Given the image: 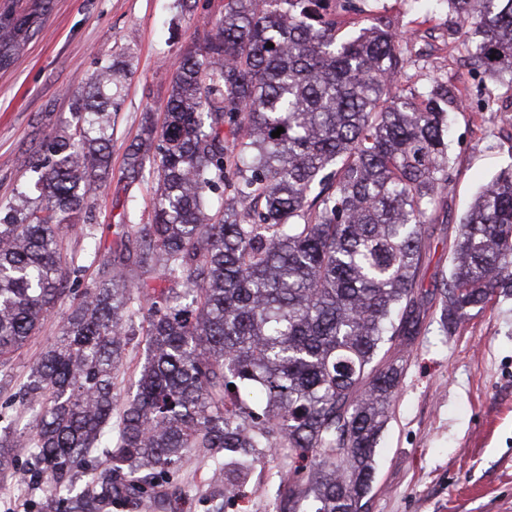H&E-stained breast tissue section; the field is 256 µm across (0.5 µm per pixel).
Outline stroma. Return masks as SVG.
<instances>
[{
	"mask_svg": "<svg viewBox=\"0 0 512 512\" xmlns=\"http://www.w3.org/2000/svg\"><path fill=\"white\" fill-rule=\"evenodd\" d=\"M360 13L334 0L336 34L349 37L372 19L403 31L405 67L400 83L418 93L438 82L457 87L449 139L454 183L436 213L429 269L449 270L448 248L460 216L483 185L512 166V85L490 79L467 58L465 28L449 16L445 0H358ZM222 0H53L42 31L15 63L0 69V206L25 180L24 160L39 138L72 119V92L112 54L130 67L112 108L109 179L92 195L97 223L152 221L147 186H128L129 148L146 119L161 122L174 64L209 30ZM57 306L39 332L0 365V430L31 431L35 411L12 395L61 332L71 302ZM434 296L420 332L404 348L397 397L375 454V480L365 512H512V296H493L452 333L440 321ZM209 461L182 459L168 475L182 494V512H275L279 479L264 459L240 493L224 498ZM38 495L20 485L14 469H0V512H40Z\"/></svg>",
	"mask_w": 512,
	"mask_h": 512,
	"instance_id": "obj_1",
	"label": "stroma"
}]
</instances>
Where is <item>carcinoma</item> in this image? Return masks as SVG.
I'll list each match as a JSON object with an SVG mask.
<instances>
[{"instance_id": "1", "label": "carcinoma", "mask_w": 512, "mask_h": 512, "mask_svg": "<svg viewBox=\"0 0 512 512\" xmlns=\"http://www.w3.org/2000/svg\"><path fill=\"white\" fill-rule=\"evenodd\" d=\"M322 2L224 0L176 67L161 128H145L128 154L127 185H154L152 223L118 225L139 280L98 264L12 395L37 409L32 435L0 443V466L26 455L61 512H143L168 496L164 475L193 448L232 496L266 448L287 484L277 512L306 502L362 512L402 373L384 347L418 335L437 291L450 329L494 293L512 295V168L457 225L449 277L424 288L453 183L445 106L458 95L406 90L391 25L338 41ZM447 2L473 64L512 84V0ZM50 3L0 12L1 69L42 30ZM126 74L110 61L80 83L71 123L38 142L29 184L0 208V364L78 286L84 265L62 235L82 213L79 231L96 238L89 198L109 175L112 98ZM235 152L243 166L229 180ZM228 187L231 204L212 211ZM131 336L145 337L147 359L112 430ZM253 389L264 407L247 401ZM98 451L107 466L78 485Z\"/></svg>"}]
</instances>
